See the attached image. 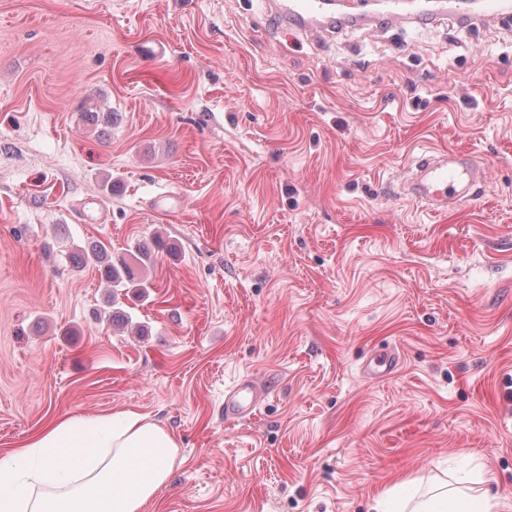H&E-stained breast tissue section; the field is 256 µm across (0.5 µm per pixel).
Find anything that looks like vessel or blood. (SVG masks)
Segmentation results:
<instances>
[{"instance_id": "1", "label": "vessel or blood", "mask_w": 512, "mask_h": 512, "mask_svg": "<svg viewBox=\"0 0 512 512\" xmlns=\"http://www.w3.org/2000/svg\"><path fill=\"white\" fill-rule=\"evenodd\" d=\"M282 10L291 19L324 15L328 11L325 0H284ZM414 173L404 192L432 212H443L449 200L470 201L474 188L481 184L485 172L469 153L462 151L421 153L413 160ZM395 354L376 353L367 361L362 371L373 378L392 374L397 366ZM258 389L250 381L236 383L224 394V417L237 420L251 416L258 403Z\"/></svg>"}]
</instances>
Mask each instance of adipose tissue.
Instances as JSON below:
<instances>
[{"label":"adipose tissue","instance_id":"obj_1","mask_svg":"<svg viewBox=\"0 0 512 512\" xmlns=\"http://www.w3.org/2000/svg\"><path fill=\"white\" fill-rule=\"evenodd\" d=\"M175 436L134 410L65 415L0 455V512H143L166 483ZM485 488L438 481L395 512H501Z\"/></svg>","mask_w":512,"mask_h":512}]
</instances>
